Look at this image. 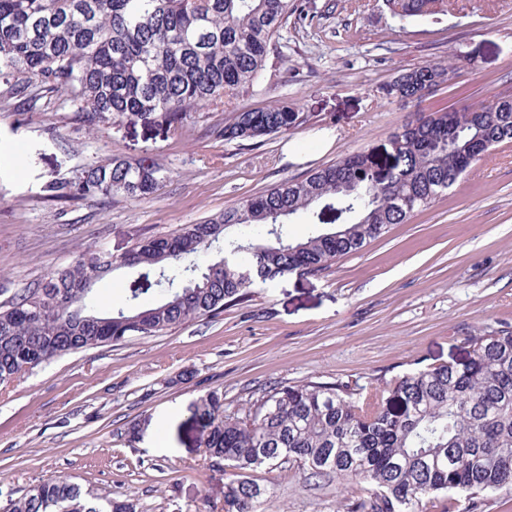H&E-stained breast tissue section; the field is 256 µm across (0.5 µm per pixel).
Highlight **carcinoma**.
Wrapping results in <instances>:
<instances>
[{"label": "carcinoma", "instance_id": "carcinoma-1", "mask_svg": "<svg viewBox=\"0 0 512 512\" xmlns=\"http://www.w3.org/2000/svg\"><path fill=\"white\" fill-rule=\"evenodd\" d=\"M439 0H386L402 21L429 17ZM308 19L300 0H0V80L39 78L76 103L85 123L109 117L149 121L224 103L263 77L281 32ZM461 71L459 55L399 74L390 98L421 100ZM311 115L282 102L234 110L219 130L244 144L286 135ZM512 143V96L472 100L433 112L390 135L392 163L379 171L359 152L285 179L169 237L148 238L121 260L143 266L126 303L114 305L83 284L112 255L88 249L68 266L0 304V385L34 362L156 336L192 318L249 301L277 277L316 274L359 253L395 224L448 194L480 153L474 141ZM170 177L163 166L114 156L49 196L100 193L144 198ZM290 224L321 225L300 238ZM227 254L201 268L195 257L220 243ZM468 361L408 372L363 396L343 382L280 383L235 412L224 394L201 400L210 426L206 456L234 470L224 512H259L270 488L260 469H301L361 485L349 512H430L441 494L494 493L512 487V327L470 337ZM9 512H136V504L101 505L81 487L49 477L18 497Z\"/></svg>", "mask_w": 512, "mask_h": 512}]
</instances>
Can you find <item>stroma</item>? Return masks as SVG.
I'll return each instance as SVG.
<instances>
[{
	"label": "stroma",
	"mask_w": 512,
	"mask_h": 512,
	"mask_svg": "<svg viewBox=\"0 0 512 512\" xmlns=\"http://www.w3.org/2000/svg\"><path fill=\"white\" fill-rule=\"evenodd\" d=\"M312 19L283 33L277 65L234 106L275 102L310 125L264 142H224L223 108L183 123L88 126L67 96L30 79L35 108L0 83V302L92 248L124 258L286 178L359 151L391 162L389 135L418 113L512 95V0H448L421 20L384 0H303ZM463 53L475 63L422 103L387 98L400 72ZM120 156L163 163L170 179L147 198H51L43 185ZM512 326V143L474 162L446 198L415 212L360 253L318 274L294 273L245 304L167 331L66 355L0 386V500L48 475L137 512H224L230 469L210 462L198 403L211 391L241 408L271 383L367 388L427 365L464 361L469 339ZM262 512H347L357 484L258 471Z\"/></svg>",
	"instance_id": "stroma-1"
}]
</instances>
